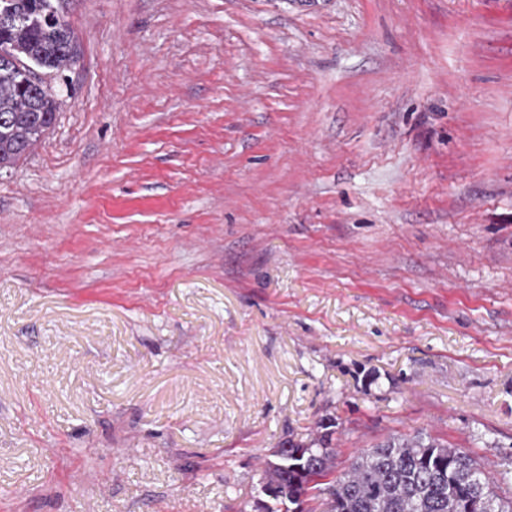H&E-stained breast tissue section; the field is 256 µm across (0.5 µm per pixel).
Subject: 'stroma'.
I'll return each instance as SVG.
<instances>
[{
	"mask_svg": "<svg viewBox=\"0 0 512 512\" xmlns=\"http://www.w3.org/2000/svg\"><path fill=\"white\" fill-rule=\"evenodd\" d=\"M0 169V512H256L264 461L512 458V0H70Z\"/></svg>",
	"mask_w": 512,
	"mask_h": 512,
	"instance_id": "stroma-1",
	"label": "stroma"
}]
</instances>
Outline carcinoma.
Returning a JSON list of instances; mask_svg holds the SVG:
<instances>
[{"mask_svg":"<svg viewBox=\"0 0 512 512\" xmlns=\"http://www.w3.org/2000/svg\"><path fill=\"white\" fill-rule=\"evenodd\" d=\"M69 0H0V168L34 150L56 121L47 82L69 69L76 37L64 19ZM336 419L322 435L287 440L265 462L261 512H512V499L469 451L421 430L391 434L336 473Z\"/></svg>","mask_w":512,"mask_h":512,"instance_id":"1","label":"carcinoma"}]
</instances>
